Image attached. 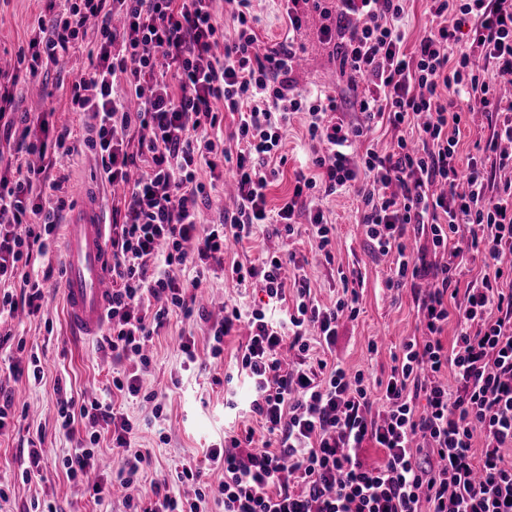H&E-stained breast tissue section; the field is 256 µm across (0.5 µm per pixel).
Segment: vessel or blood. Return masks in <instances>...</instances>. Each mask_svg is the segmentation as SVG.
Here are the masks:
<instances>
[{
	"mask_svg": "<svg viewBox=\"0 0 512 512\" xmlns=\"http://www.w3.org/2000/svg\"><path fill=\"white\" fill-rule=\"evenodd\" d=\"M112 226L93 191H85L80 206L63 226L65 244L63 297L67 325L77 336L100 335L112 299L109 239Z\"/></svg>",
	"mask_w": 512,
	"mask_h": 512,
	"instance_id": "obj_1",
	"label": "vessel or blood"
}]
</instances>
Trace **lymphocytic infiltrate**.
Listing matches in <instances>:
<instances>
[{
    "label": "lymphocytic infiltrate",
    "mask_w": 512,
    "mask_h": 512,
    "mask_svg": "<svg viewBox=\"0 0 512 512\" xmlns=\"http://www.w3.org/2000/svg\"><path fill=\"white\" fill-rule=\"evenodd\" d=\"M253 2L45 0L27 70L37 77L44 62L87 46L89 70L71 87V109L88 123L83 140L71 126L16 116L19 77L0 73V127L42 160L0 177V319L42 308L39 286L18 296L8 286L29 283L33 255L47 254L68 180L47 172L83 145L105 181L128 187L112 199L104 340L113 389L139 396L147 344L171 316L194 314L212 266L266 295L249 306L227 300L209 322L216 357L247 331L235 362L253 390L239 412L248 424L227 428L205 463L182 460L176 491L146 485L151 456L132 447L135 423L108 397H60L59 430L73 443L63 469L87 476L106 426L120 464L92 496L126 489L127 512H205L211 501L224 512H512V97L496 90L512 76V0H428L412 42L406 0H336V25L322 37L339 44L341 98L297 87L301 0H280L288 34L271 45ZM452 15L469 37L448 25ZM471 112L489 117L478 159L459 153ZM298 113L307 116V169L272 209L267 190L288 162L283 138ZM381 124L392 141L380 152L371 135ZM225 168L234 201L209 222L201 205ZM337 192L354 193L366 238L391 256L385 288L409 289L420 314L422 336L404 341L376 382L333 356L341 325L360 314L356 289L323 306L305 275L286 278L294 253L249 264L224 256L226 241L261 228L284 241L308 229L330 255L333 226L315 199ZM468 252L485 270L465 284L456 260ZM371 444L382 450L374 462Z\"/></svg>",
    "instance_id": "f902f5d3"
}]
</instances>
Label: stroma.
<instances>
[{
    "mask_svg": "<svg viewBox=\"0 0 512 512\" xmlns=\"http://www.w3.org/2000/svg\"><path fill=\"white\" fill-rule=\"evenodd\" d=\"M304 21L296 40L303 47L304 63L297 71L300 87H317L336 94L347 91L337 58V44L321 36L324 26L336 23L334 0H308L303 6ZM43 12L41 0H0V71L15 72L17 56L27 47L33 26ZM87 67L85 52L70 53L59 64L42 70L39 92L25 86L15 91V109L38 116L49 113L57 124L81 128L82 120L71 112L68 88ZM284 149L288 165L267 191L270 207H278L291 192L296 171L309 153L304 118L295 115L288 127ZM68 192L85 182H94L104 205L112 203V189L99 172L92 151L81 149L68 166ZM319 206L336 227L340 248L333 263H326L316 252L308 232H301L291 246L311 285V295L319 304L331 305L342 292L340 275L353 280L359 293L360 314L356 321L339 330L336 356L351 370L361 369L372 379L386 378L392 356L400 344L419 335L415 303L410 290H387L383 281L390 260L374 251L356 222L357 201L353 194L337 193L321 197ZM46 305L41 314L0 323V330L24 340V351H13L19 366L38 357L44 371L41 383L27 376L0 369V391L10 395L20 418L0 431V482L10 488L8 500H0V512H29L34 502L54 504L58 512H126L121 495L97 503L83 484L67 478L59 457L69 443L59 431L56 416V383L71 387L73 393L92 395L105 389L111 379L100 340L90 342L70 336L63 307V293L54 280L43 283ZM193 336L198 359L188 362L177 350L180 336ZM377 341V352H369L370 341ZM236 338L224 345L222 359L209 355L208 325L199 318L172 317L150 346L153 361L143 374L145 388L165 393L164 422L152 417V406L131 401L123 409L139 420L140 429L133 447L150 451L151 479L160 486H171L175 469L183 459L204 460L208 448L224 441L225 385L223 377L235 370ZM42 436L46 452L41 478L23 481L21 472L27 458L21 453L27 438Z\"/></svg>",
    "mask_w": 512,
    "mask_h": 512,
    "instance_id": "1",
    "label": "stroma"
}]
</instances>
